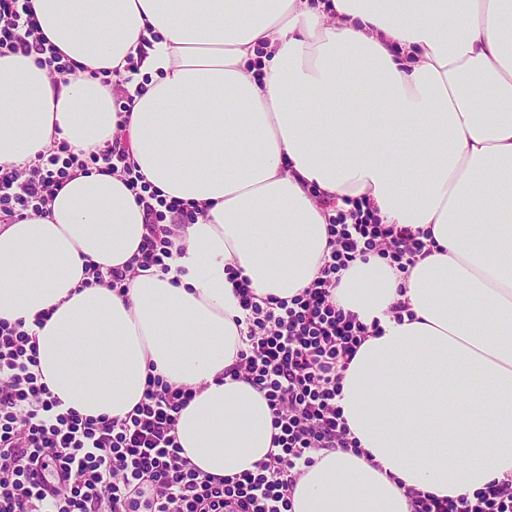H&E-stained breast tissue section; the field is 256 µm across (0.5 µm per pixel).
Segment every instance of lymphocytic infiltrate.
I'll list each match as a JSON object with an SVG mask.
<instances>
[{
  "mask_svg": "<svg viewBox=\"0 0 512 512\" xmlns=\"http://www.w3.org/2000/svg\"><path fill=\"white\" fill-rule=\"evenodd\" d=\"M36 55L53 76L75 74L74 64L39 30L30 0H0V54ZM125 142L85 155L61 146L23 163L0 166V213L7 219L42 215L77 171L101 165L138 184ZM148 234L134 263L92 269L86 284L124 288L130 277L168 272L177 202L156 209L138 195ZM329 252L318 276L289 299L256 295L248 279L237 294L245 313L243 346L226 372L264 394L272 413L275 449L255 471L218 478L201 475L181 457L176 440L180 410L192 390L154 377L144 397L123 417L81 416L62 408L42 382L36 338L24 320H0V512H291L294 489L320 450H358L337 403L345 371L370 335L352 312L337 307L338 275L376 255L408 272L426 255L418 231L381 224L366 200L350 209L324 201ZM411 512H512V474L455 498L406 489Z\"/></svg>",
  "mask_w": 512,
  "mask_h": 512,
  "instance_id": "1",
  "label": "lymphocytic infiltrate"
}]
</instances>
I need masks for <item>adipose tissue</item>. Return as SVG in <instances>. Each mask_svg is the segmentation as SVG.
<instances>
[{
	"label": "adipose tissue",
	"instance_id": "obj_1",
	"mask_svg": "<svg viewBox=\"0 0 512 512\" xmlns=\"http://www.w3.org/2000/svg\"><path fill=\"white\" fill-rule=\"evenodd\" d=\"M31 4L77 72L0 55V166L98 151L125 116L138 173L197 215L169 272L122 293L84 285L144 240L122 176L80 172L46 215L0 225V319L47 314L38 370L65 407L125 416L154 374L195 391L176 425L192 467L255 470L272 414L222 377L244 315L228 271L291 298L328 251L322 198L364 197L429 253L405 274L375 256L342 272L337 305L382 328L338 400L362 451L316 453L292 512H410L404 487L455 497L512 471V0Z\"/></svg>",
	"mask_w": 512,
	"mask_h": 512
}]
</instances>
